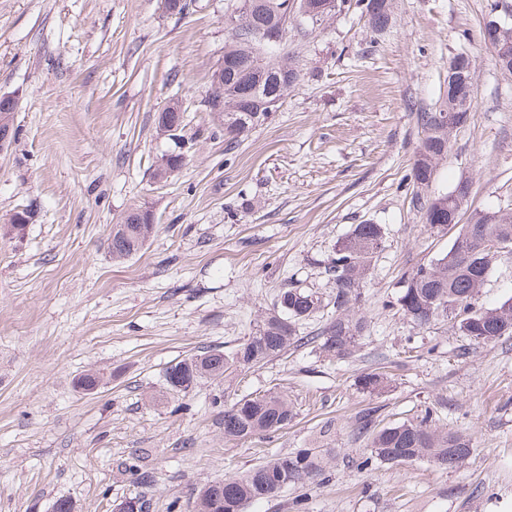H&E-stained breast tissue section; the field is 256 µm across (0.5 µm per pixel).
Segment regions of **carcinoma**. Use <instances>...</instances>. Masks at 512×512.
I'll return each instance as SVG.
<instances>
[{
	"instance_id": "1",
	"label": "carcinoma",
	"mask_w": 512,
	"mask_h": 512,
	"mask_svg": "<svg viewBox=\"0 0 512 512\" xmlns=\"http://www.w3.org/2000/svg\"><path fill=\"white\" fill-rule=\"evenodd\" d=\"M336 9H325L326 0H239L227 18L224 38V142L232 150L252 130L263 125L276 111L288 90L297 84L299 71L288 61V53L274 54L271 49L284 47L282 31L296 22L320 27L336 14L356 11L373 31L385 29L392 20V0H335ZM456 80L468 91L476 77L473 58L460 53L454 57ZM452 89H447L440 105L419 114L424 136L412 167L411 178L417 188L415 202L422 211L424 224L435 226L433 208L440 202L445 208L456 206L457 198L446 193L424 198L436 174L438 163L448 155L451 129L442 114L448 112ZM138 216L128 214L121 224L112 225L107 246L112 258L126 260L139 253L155 233L153 223L137 224ZM384 243L379 224L364 222L336 242L325 273L335 285L330 303L336 317L321 331L319 349L329 357L349 358L367 328L365 317L358 315L353 302L359 297L360 283L370 269L374 255ZM512 250V212L485 211L461 227L447 252L427 264L413 268L403 279L394 305L420 327L448 320L477 342H497L512 336V297L492 308L475 305L479 289L487 279L492 258ZM325 308L320 296L295 287L283 289L273 310L266 314L256 332L232 354L218 349L202 351L182 359L165 370L167 389L178 384L186 393L203 379L217 380L226 373L249 369L270 361L304 337L297 325L317 316ZM388 378L367 372L358 379L360 390L379 393ZM295 418L287 396L269 392L243 397L224 410V438L246 440L278 431ZM472 454L470 439L442 432L429 424V417L389 425L372 432L369 452L356 460L365 469L373 462L400 464L427 459L440 468L456 467ZM319 470L316 454L308 449L279 455L248 470L242 477L224 485V499L209 500L200 492L196 512H244L252 501L270 498L273 490L298 484Z\"/></svg>"
}]
</instances>
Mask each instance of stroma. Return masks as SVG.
Masks as SVG:
<instances>
[{"instance_id": "35a3bbf8", "label": "stroma", "mask_w": 512, "mask_h": 512, "mask_svg": "<svg viewBox=\"0 0 512 512\" xmlns=\"http://www.w3.org/2000/svg\"><path fill=\"white\" fill-rule=\"evenodd\" d=\"M237 0H0V94L15 95L16 137L0 154V512H119L142 494L149 512H194L201 486L239 478L302 448L323 470L245 512H512V337L482 344L448 323L419 327L393 302L405 273L447 252L414 208L411 170L459 53L476 78L468 120L454 130L428 189L465 182L460 223L512 210V74L484 44L488 20L512 24V0H395L394 23L366 32L344 12L288 30L302 70L270 119L234 151L206 106ZM179 102L184 127L160 135ZM184 166L154 176L162 155ZM35 211L22 237L4 224ZM150 209L156 233L113 260L111 225ZM382 225L384 247L361 283L368 328L346 359L316 344L187 393L166 391L170 364L206 348L233 351L282 288L330 295L325 272L355 224ZM512 297V253L479 293ZM378 369L386 392L361 391ZM88 372L102 384H77ZM296 417L247 441L224 438V410L267 391ZM374 428L431 416L467 435L473 453L442 469L418 459L360 471L359 418ZM141 461L139 484L125 470Z\"/></svg>"}]
</instances>
